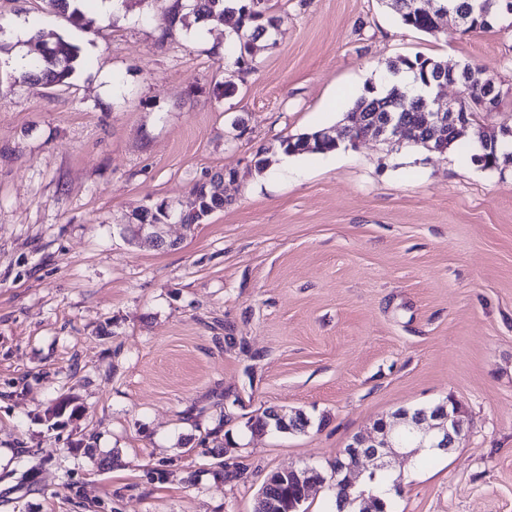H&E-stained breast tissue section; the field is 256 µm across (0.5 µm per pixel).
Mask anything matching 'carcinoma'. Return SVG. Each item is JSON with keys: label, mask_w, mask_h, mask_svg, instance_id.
Returning a JSON list of instances; mask_svg holds the SVG:
<instances>
[{"label": "carcinoma", "mask_w": 512, "mask_h": 512, "mask_svg": "<svg viewBox=\"0 0 512 512\" xmlns=\"http://www.w3.org/2000/svg\"><path fill=\"white\" fill-rule=\"evenodd\" d=\"M48 10L63 15L75 26L80 25L83 16L81 0H44ZM235 6H228V0H175L169 7L170 27L165 30L162 38L172 35L177 28L189 26L188 18L193 22H208L218 19L230 27L231 49L227 61L238 73H246L252 69L253 42L265 32L279 26L281 17L270 14L268 0H234ZM398 21L407 28L434 34L436 33L432 19L411 7L415 0H394ZM473 0H439L440 9H452L456 14L469 17V22L456 28L455 33L469 35L490 30L500 25L498 4L489 0L487 17L472 13ZM79 58V47L62 37L53 44L41 45L40 56L31 64V69L20 75L24 81H40L46 85L58 86L69 83ZM391 72L402 69L413 73V81L421 88L438 83L448 78V62L424 55L412 58H398L386 63ZM424 98L421 94L406 87L395 84L386 90H379L373 84L367 86L354 102L351 112L359 115L366 124L360 132L367 134L376 124L401 122L415 130L413 144L429 151L445 153L454 144L455 139L447 136L436 138L426 121L427 113L423 112ZM458 105L472 112L471 123L475 128V137L480 144L482 153L474 154L471 160L484 169L497 166L499 154L490 149V145L498 139L496 129L490 128L476 119L478 108L470 90H465L458 99ZM343 141V138L331 137L321 130L290 135L280 142L282 150L288 154H299L309 151L320 153L330 152ZM222 178L212 180L208 184L196 182L189 191L192 197L191 208L186 210L184 220L189 224H203L208 219L207 213L214 207L224 205V192L220 191ZM261 491L275 503L271 512H287L293 501L302 498L303 488L279 471L266 474Z\"/></svg>", "instance_id": "obj_1"}]
</instances>
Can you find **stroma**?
<instances>
[{"label": "stroma", "mask_w": 512, "mask_h": 512, "mask_svg": "<svg viewBox=\"0 0 512 512\" xmlns=\"http://www.w3.org/2000/svg\"><path fill=\"white\" fill-rule=\"evenodd\" d=\"M271 3L279 34L233 77L222 23L163 37L170 0L79 27L0 0L1 20L83 59L69 85L22 82L3 62L37 42L0 34V512H252L268 472H329L376 420L448 399L466 436L396 464L393 512H512V162L476 166L468 135L287 165L279 148L339 134L337 90L356 99L417 54L486 67L505 92L486 121L512 127V30L426 34L391 0ZM224 169L223 210L170 225L177 248L122 234ZM65 395L81 410L48 430ZM268 407L310 425L251 434Z\"/></svg>", "instance_id": "stroma-1"}]
</instances>
